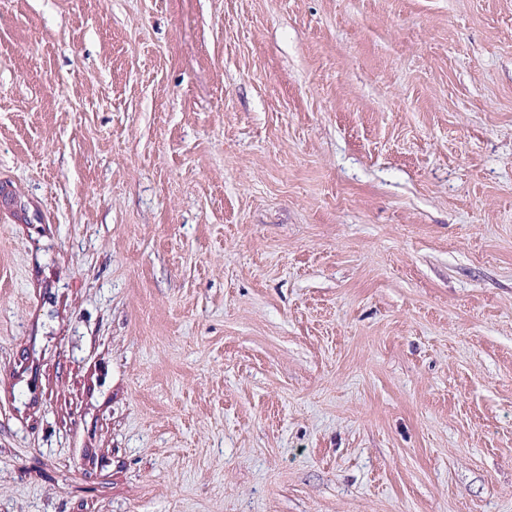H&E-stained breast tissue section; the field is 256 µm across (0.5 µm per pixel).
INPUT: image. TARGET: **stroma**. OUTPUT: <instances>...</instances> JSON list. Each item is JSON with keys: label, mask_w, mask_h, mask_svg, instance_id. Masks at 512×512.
I'll use <instances>...</instances> for the list:
<instances>
[{"label": "stroma", "mask_w": 512, "mask_h": 512, "mask_svg": "<svg viewBox=\"0 0 512 512\" xmlns=\"http://www.w3.org/2000/svg\"><path fill=\"white\" fill-rule=\"evenodd\" d=\"M0 512H512V0H0Z\"/></svg>", "instance_id": "stroma-1"}]
</instances>
